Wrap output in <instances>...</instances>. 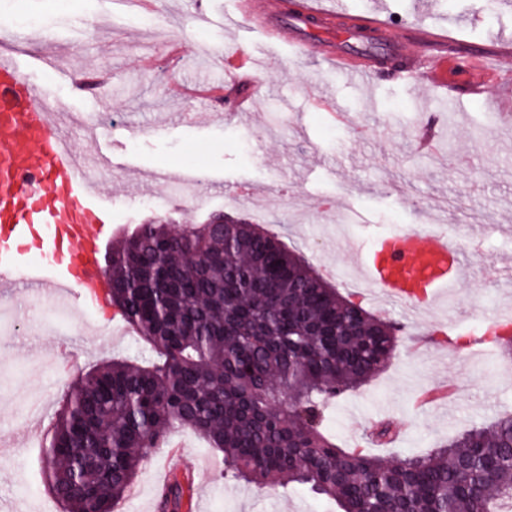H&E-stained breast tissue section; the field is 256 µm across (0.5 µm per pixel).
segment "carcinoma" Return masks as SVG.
Wrapping results in <instances>:
<instances>
[{"label":"carcinoma","instance_id":"1","mask_svg":"<svg viewBox=\"0 0 512 512\" xmlns=\"http://www.w3.org/2000/svg\"><path fill=\"white\" fill-rule=\"evenodd\" d=\"M112 308L156 357L82 373L44 456L62 512H116L147 449L204 438L224 475L298 484L340 512H512V413L389 463L334 441L327 408L395 356L371 314L258 224H143L114 244ZM169 484L160 512H180Z\"/></svg>","mask_w":512,"mask_h":512}]
</instances>
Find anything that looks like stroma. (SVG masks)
<instances>
[{"label":"stroma","instance_id":"35a3bbf8","mask_svg":"<svg viewBox=\"0 0 512 512\" xmlns=\"http://www.w3.org/2000/svg\"><path fill=\"white\" fill-rule=\"evenodd\" d=\"M335 2L354 14L379 12L397 25H433L474 50L512 37V0L492 20L479 0ZM6 10L42 20L26 28L14 51L42 88V105L70 106L99 124L96 140L72 130L78 153L108 143L143 174L199 169L224 176L223 188L183 197L162 184L140 193L131 183L116 194L121 173H97L103 190L113 193V239L151 222L203 224L220 212L247 218L267 225L318 269L333 267L344 294L400 326L401 346L386 370L330 407L326 429L341 443L390 461L427 452L512 408V386L491 375L500 363L495 346L484 345L475 367L437 339L449 323L464 333L488 331L501 310L512 309V288L492 278L501 258L512 256V122L497 112L498 100L512 93V58L467 72L433 61L447 83L489 80L488 95L478 99L385 71L367 82L350 81L316 58L266 42L236 15L234 0H166L152 24L121 0L110 7L102 0H8ZM81 16L94 19V38L74 26ZM172 41L183 49L177 63L166 54ZM215 53L243 60L244 70L257 76L244 88L243 110L229 98L190 100L176 92L181 84L228 81L223 65L211 59ZM145 57L153 60L147 70L140 67ZM92 68L110 72L111 82L72 101L69 81ZM320 96L346 114L345 124L331 123L316 107ZM104 112L117 114V122L100 125ZM424 125L434 128L438 153L418 151ZM240 186L250 187V198L237 195ZM428 203L435 204L449 242L464 253L471 277L413 312L359 289L348 244L367 249L411 228L428 234ZM6 303L14 312L0 333V499L26 500L33 512H60L41 472L49 424L33 423L30 406L45 403L57 412L79 371L111 357L145 361L152 352L135 333L112 328L107 312L66 315L51 303L31 307L16 296ZM381 422L392 423L393 438L377 444L369 431ZM166 476L183 486L182 512L335 509L297 484L259 488L221 478L211 448L179 430L170 445L149 449L134 484L139 496L124 502L125 512H159L158 485Z\"/></svg>","mask_w":512,"mask_h":512}]
</instances>
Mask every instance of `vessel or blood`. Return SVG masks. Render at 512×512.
Listing matches in <instances>:
<instances>
[{
	"instance_id": "1",
	"label": "vessel or blood",
	"mask_w": 512,
	"mask_h": 512,
	"mask_svg": "<svg viewBox=\"0 0 512 512\" xmlns=\"http://www.w3.org/2000/svg\"><path fill=\"white\" fill-rule=\"evenodd\" d=\"M244 18L264 26L268 37L291 47L296 55L311 51L314 39L327 48L330 66L349 74L373 76L375 56L353 48L351 27L342 11L297 0L292 24H270V0H236ZM366 25L385 36L384 46L400 52L395 75L401 80L437 81L422 70L425 57L449 61L464 70L512 55V41L467 51L464 41L440 36L420 23L391 25L370 13ZM41 88L19 61L0 52V289L30 300H59L68 310L110 305L112 281L100 263L112 234V199L95 171L112 167V155H79L56 112L39 102ZM149 183L181 184L186 192L206 184L201 174L171 171L149 176ZM364 279L390 302L414 305L421 295L445 292L464 273L465 263L447 237L423 238L408 229L378 239L374 249L355 250Z\"/></svg>"
}]
</instances>
